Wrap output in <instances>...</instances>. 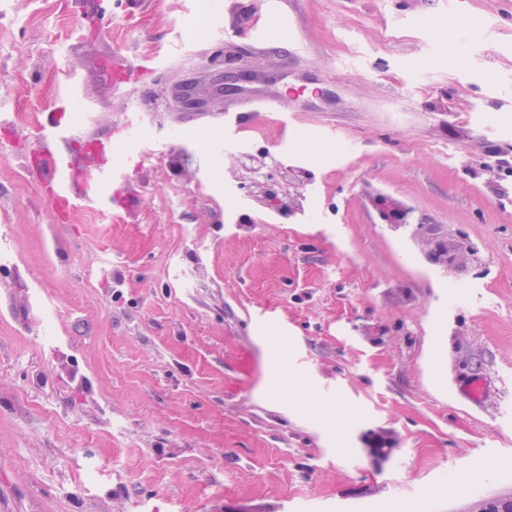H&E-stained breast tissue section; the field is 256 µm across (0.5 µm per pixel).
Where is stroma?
Masks as SVG:
<instances>
[{
    "label": "stroma",
    "instance_id": "1",
    "mask_svg": "<svg viewBox=\"0 0 512 512\" xmlns=\"http://www.w3.org/2000/svg\"><path fill=\"white\" fill-rule=\"evenodd\" d=\"M506 3L483 52L445 0H282L260 48L265 0H0V512H512ZM60 105L145 154L132 212L55 210ZM265 13L271 24L289 39L294 38V29L290 18L281 11L280 1H265Z\"/></svg>",
    "mask_w": 512,
    "mask_h": 512
}]
</instances>
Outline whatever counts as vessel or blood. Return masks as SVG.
I'll use <instances>...</instances> for the list:
<instances>
[{
    "label": "vessel or blood",
    "mask_w": 512,
    "mask_h": 512,
    "mask_svg": "<svg viewBox=\"0 0 512 512\" xmlns=\"http://www.w3.org/2000/svg\"><path fill=\"white\" fill-rule=\"evenodd\" d=\"M265 13L272 26L285 36H293V25L282 13L279 0H267ZM75 142L66 112L47 113L37 148L36 173L49 187L55 207L63 211L70 210L78 202H99L103 187L119 181L124 175V167L120 164L91 172L78 169L71 150Z\"/></svg>",
    "instance_id": "obj_1"
}]
</instances>
